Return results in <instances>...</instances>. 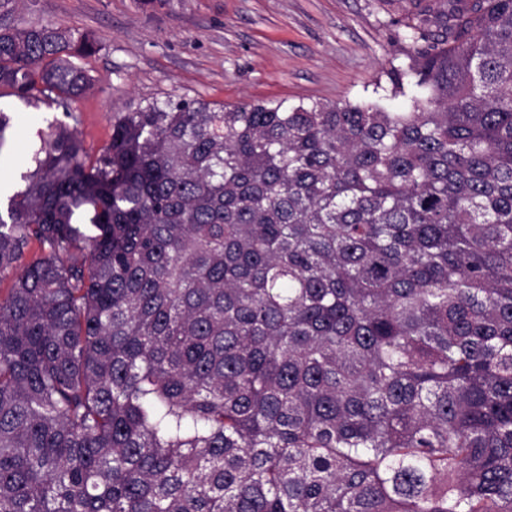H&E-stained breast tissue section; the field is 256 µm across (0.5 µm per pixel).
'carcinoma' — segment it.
I'll return each instance as SVG.
<instances>
[{
  "mask_svg": "<svg viewBox=\"0 0 512 512\" xmlns=\"http://www.w3.org/2000/svg\"><path fill=\"white\" fill-rule=\"evenodd\" d=\"M398 24L403 112L169 99L94 160L41 143L0 214V512H512V0ZM94 49L2 24L0 95L66 110Z\"/></svg>",
  "mask_w": 512,
  "mask_h": 512,
  "instance_id": "1",
  "label": "carcinoma"
}]
</instances>
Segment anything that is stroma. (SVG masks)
<instances>
[{"mask_svg":"<svg viewBox=\"0 0 512 512\" xmlns=\"http://www.w3.org/2000/svg\"><path fill=\"white\" fill-rule=\"evenodd\" d=\"M429 0H12L0 20L53 23L96 38L79 58L93 78L69 109L0 97L11 126L0 146V195L25 186L32 156L56 125L76 131L89 158L113 118L146 102L214 105L375 98L402 59L398 20Z\"/></svg>","mask_w":512,"mask_h":512,"instance_id":"1","label":"stroma"}]
</instances>
